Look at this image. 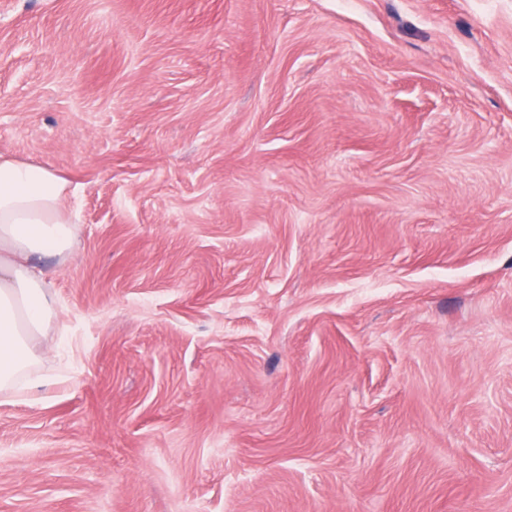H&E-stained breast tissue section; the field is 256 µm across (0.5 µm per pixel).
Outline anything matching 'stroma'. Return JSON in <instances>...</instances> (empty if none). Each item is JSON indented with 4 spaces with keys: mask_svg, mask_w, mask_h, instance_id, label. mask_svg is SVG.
Masks as SVG:
<instances>
[{
    "mask_svg": "<svg viewBox=\"0 0 512 512\" xmlns=\"http://www.w3.org/2000/svg\"><path fill=\"white\" fill-rule=\"evenodd\" d=\"M0 154V512H512V0H0ZM67 181L35 163L0 155V391L13 390L38 359L32 348L57 313L35 257L74 251Z\"/></svg>",
    "mask_w": 512,
    "mask_h": 512,
    "instance_id": "obj_1",
    "label": "stroma"
}]
</instances>
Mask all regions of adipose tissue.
I'll list each match as a JSON object with an SVG mask.
<instances>
[{
    "instance_id": "obj_1",
    "label": "adipose tissue",
    "mask_w": 512,
    "mask_h": 512,
    "mask_svg": "<svg viewBox=\"0 0 512 512\" xmlns=\"http://www.w3.org/2000/svg\"><path fill=\"white\" fill-rule=\"evenodd\" d=\"M67 181L49 169L0 155V391L37 362L32 348L57 313L43 255L74 251Z\"/></svg>"
}]
</instances>
